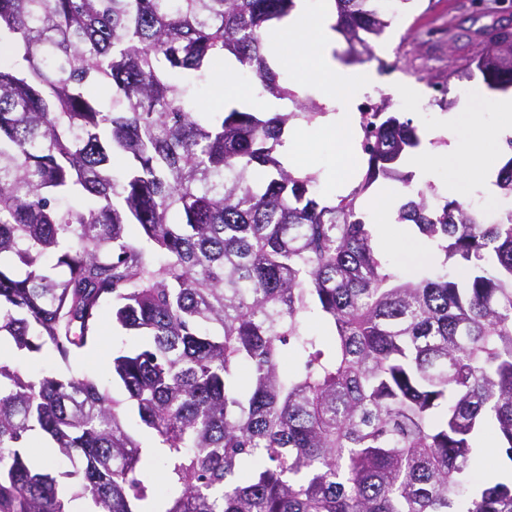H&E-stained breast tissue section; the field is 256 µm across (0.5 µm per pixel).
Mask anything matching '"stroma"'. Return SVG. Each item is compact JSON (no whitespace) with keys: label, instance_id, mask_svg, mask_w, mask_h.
Returning a JSON list of instances; mask_svg holds the SVG:
<instances>
[{"label":"stroma","instance_id":"35a3bbf8","mask_svg":"<svg viewBox=\"0 0 512 512\" xmlns=\"http://www.w3.org/2000/svg\"><path fill=\"white\" fill-rule=\"evenodd\" d=\"M389 26L375 42L377 57L392 64L395 82L407 85L421 97H429L430 77L448 78V100L462 104L466 92L482 86L480 74L461 82L453 76L463 57L481 48V34L498 23L512 20V0H395ZM135 340L132 333L112 324L111 310H104L95 341L62 363L51 350L25 358L0 352V360L25 374H62L73 371L109 386L113 395L121 390L112 383V352Z\"/></svg>","mask_w":512,"mask_h":512}]
</instances>
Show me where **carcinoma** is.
<instances>
[{
  "label": "carcinoma",
  "mask_w": 512,
  "mask_h": 512,
  "mask_svg": "<svg viewBox=\"0 0 512 512\" xmlns=\"http://www.w3.org/2000/svg\"><path fill=\"white\" fill-rule=\"evenodd\" d=\"M334 2L347 54L375 58L378 0ZM293 8L0 0V338L66 364L107 306L140 338L112 357L121 399L0 361V512H512V476L472 474L487 430L512 461V207L434 206L398 168L420 139L387 99L349 195L288 168L289 123L326 115L268 61ZM483 44L461 72L512 89V40ZM228 57L292 110L195 111ZM380 178L437 252L406 277L359 210ZM496 185L512 198V157ZM128 409L161 448L159 484ZM41 440L70 469L37 466Z\"/></svg>",
  "instance_id": "1"
}]
</instances>
